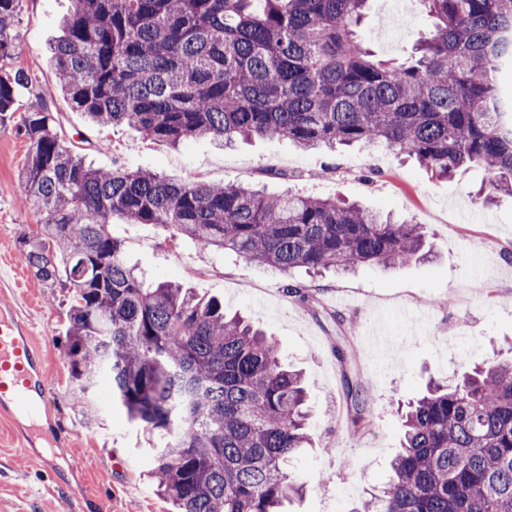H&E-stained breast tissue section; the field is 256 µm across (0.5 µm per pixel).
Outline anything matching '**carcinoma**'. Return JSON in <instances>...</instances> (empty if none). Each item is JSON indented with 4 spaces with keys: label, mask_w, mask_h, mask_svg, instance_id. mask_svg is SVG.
Returning a JSON list of instances; mask_svg holds the SVG:
<instances>
[{
    "label": "carcinoma",
    "mask_w": 512,
    "mask_h": 512,
    "mask_svg": "<svg viewBox=\"0 0 512 512\" xmlns=\"http://www.w3.org/2000/svg\"><path fill=\"white\" fill-rule=\"evenodd\" d=\"M0 0V118L18 110L13 27ZM369 0H73L52 49L62 92L99 126L178 143L277 135L303 148L380 143L437 179L481 169L512 195V0H422L433 18L410 60H376L356 33ZM25 200L47 214L21 261L69 293L72 397L88 416L102 373L151 438L158 493L179 512H285L310 446L301 373L275 340L124 261L110 220L153 224L287 276L420 258V224L304 193L87 165L47 104L21 113ZM404 439L364 512H512V361L434 383L407 406Z\"/></svg>",
    "instance_id": "obj_1"
}]
</instances>
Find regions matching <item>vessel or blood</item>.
Returning a JSON list of instances; mask_svg holds the SVG:
<instances>
[{"label":"vessel or blood","instance_id":"1","mask_svg":"<svg viewBox=\"0 0 512 512\" xmlns=\"http://www.w3.org/2000/svg\"><path fill=\"white\" fill-rule=\"evenodd\" d=\"M45 356L25 322L13 312H0V418L22 420L20 445L38 470L56 467L61 435L45 431L41 406L54 390L44 370Z\"/></svg>","mask_w":512,"mask_h":512}]
</instances>
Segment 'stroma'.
<instances>
[{
    "label": "stroma",
    "instance_id": "obj_1",
    "mask_svg": "<svg viewBox=\"0 0 512 512\" xmlns=\"http://www.w3.org/2000/svg\"><path fill=\"white\" fill-rule=\"evenodd\" d=\"M71 9V0H21L14 66L32 86L20 90L18 100L26 106L41 95L59 116L61 137L94 167L338 195L425 225L431 253L402 268L367 266L322 276L295 270L288 279L314 296L305 303L289 296L288 279L273 267L202 252L188 238L173 246L163 228L112 220L127 263L147 281H175L217 297L225 310L246 314L265 329L284 360L302 371L312 406V448L288 464L304 485L288 512H357L385 479L400 446V406L416 400L429 378L448 380L462 367L512 358V198L481 204L474 194L483 171L438 181L379 145L304 150L274 136L232 147L207 138L170 146L129 127L92 125L64 98L51 64L49 45ZM431 23L422 0H402L397 8L391 0H371L360 32L378 57L402 62ZM18 123L15 117L0 120V265L17 264L22 279L0 281V308L27 319L56 377L45 410L70 429L72 441L58 459V476L82 485L83 512H98L95 500L106 490L125 512H176L149 477L146 434L112 405L110 378L101 376L91 392L97 418L73 403L65 346L68 293L47 287L20 262L22 241H35L47 215L23 200L29 144ZM369 332L385 336L383 350L366 340ZM340 349L347 353L342 362ZM356 384L372 394L361 410L348 394ZM360 415L371 419L370 428L355 425ZM55 496L52 481L10 436L0 435V512H54Z\"/></svg>",
    "mask_w": 512,
    "mask_h": 512
}]
</instances>
